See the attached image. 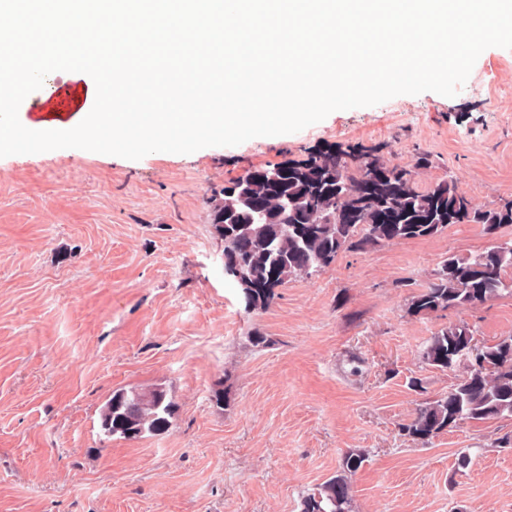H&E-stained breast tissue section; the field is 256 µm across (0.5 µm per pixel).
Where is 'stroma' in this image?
Instances as JSON below:
<instances>
[{"label": "stroma", "instance_id": "obj_1", "mask_svg": "<svg viewBox=\"0 0 512 512\" xmlns=\"http://www.w3.org/2000/svg\"><path fill=\"white\" fill-rule=\"evenodd\" d=\"M353 144L401 165L429 153L420 187L451 176L478 204L512 197V50L486 49L455 97L399 95L235 147L0 158V512H301L354 449L368 458L353 512H512V451L494 445L512 421L426 445L398 429L456 380L418 359L446 321L463 317L481 342L512 334L507 295L459 316L406 313L442 258L487 246L480 225L342 253L264 312L246 313L224 272L212 189ZM255 327L271 346L249 343ZM131 385L165 386L173 423L104 441L100 410Z\"/></svg>", "mask_w": 512, "mask_h": 512}]
</instances>
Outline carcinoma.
<instances>
[{"instance_id":"cac0c4a2","label":"carcinoma","mask_w":512,"mask_h":512,"mask_svg":"<svg viewBox=\"0 0 512 512\" xmlns=\"http://www.w3.org/2000/svg\"><path fill=\"white\" fill-rule=\"evenodd\" d=\"M432 166L420 153L412 167L386 160L378 149L351 146L311 153L301 162L257 167L224 183L207 200L212 234L224 243V262L238 264L248 313L269 309L278 289L308 279L344 252L433 237L451 224H480L490 244L474 254H448L410 296L413 317L463 312L503 295L512 296V199L479 206L452 178L425 189L417 178ZM467 321H450L420 352L423 364L457 372L448 391L422 401L399 424L409 441L426 444L464 423L512 420V334L476 343ZM176 406L162 386L120 387L100 410L106 439L135 440L167 430ZM363 450L347 452L336 473L302 498V512H353L351 478L363 466Z\"/></svg>"}]
</instances>
